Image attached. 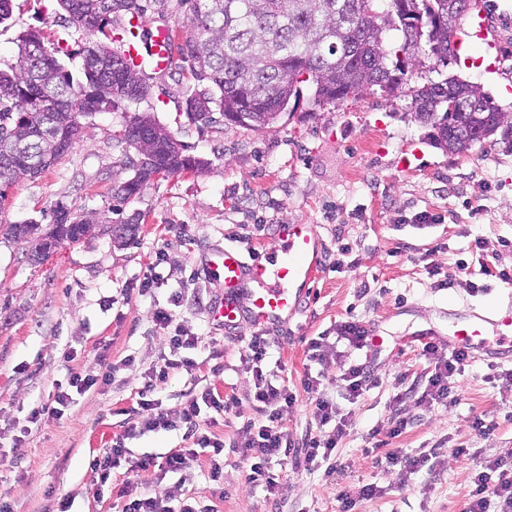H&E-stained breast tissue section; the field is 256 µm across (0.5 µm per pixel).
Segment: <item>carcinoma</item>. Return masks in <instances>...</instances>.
<instances>
[{
	"label": "carcinoma",
	"mask_w": 512,
	"mask_h": 512,
	"mask_svg": "<svg viewBox=\"0 0 512 512\" xmlns=\"http://www.w3.org/2000/svg\"><path fill=\"white\" fill-rule=\"evenodd\" d=\"M59 5L89 36L81 76L74 77L58 57L64 48L47 46L37 31L21 40L17 64L0 69V146L18 137L22 124L36 134L27 150L39 166L26 173L29 179L64 155L58 144L62 128L80 125L81 116L142 103L148 110L125 118L119 134L137 156L136 181L116 188L120 200L134 199L157 172L170 177L208 166L156 119L148 64L131 66L119 54V32L128 18L144 22L138 31L146 40L151 25L169 26L185 6L189 16L177 30L176 54L188 64L191 86L184 98L190 123L210 126L216 114L228 119L256 112L249 129L257 130L293 111L304 83L314 86L315 109L376 87L388 96L410 97L414 119L431 127V142L448 153L469 151L492 136L512 151V122L479 84L452 74L409 85L412 60L421 68L428 59L444 67L458 60L448 0H59ZM146 131L155 138L148 155L138 148ZM17 168L0 156V184L22 179ZM69 213L58 205L44 229L1 224L0 231L17 240L63 233L77 243L83 228L59 226ZM138 230L132 221L115 224L112 237L127 242Z\"/></svg>",
	"instance_id": "cac0c4a2"
}]
</instances>
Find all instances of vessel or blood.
Returning <instances> with one entry per match:
<instances>
[{
	"label": "vessel or blood",
	"mask_w": 512,
	"mask_h": 512,
	"mask_svg": "<svg viewBox=\"0 0 512 512\" xmlns=\"http://www.w3.org/2000/svg\"><path fill=\"white\" fill-rule=\"evenodd\" d=\"M505 32L512 33V0H489L470 16L462 39L485 42ZM146 53L152 55L157 73L167 72L172 56L168 29H160L146 50L134 40L122 44L127 63H139ZM274 234L276 245L270 252L248 258L228 246L209 261V275L224 284L214 318L225 328L245 323L258 329L288 324L320 276L324 258L316 225L282 223L276 225ZM439 334L448 347L512 361V305L468 308L465 315L449 319Z\"/></svg>",
	"instance_id": "b4317fda"
}]
</instances>
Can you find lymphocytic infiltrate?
I'll return each mask as SVG.
<instances>
[{
	"mask_svg": "<svg viewBox=\"0 0 512 512\" xmlns=\"http://www.w3.org/2000/svg\"><path fill=\"white\" fill-rule=\"evenodd\" d=\"M424 356L434 362V371L429 376L419 402L423 405L447 404L455 389V377L471 360L463 351L446 352L435 343L427 342L422 347ZM176 360H165L163 365L148 373L139 393L138 406L141 410L140 424L148 430L175 429L178 427L194 430L202 408L215 412L227 411L229 401L215 396L213 392L203 393L201 398L190 399L178 416H170L159 408L155 398L158 389L165 384L171 370L179 368ZM257 383L253 394L259 403L262 420L255 431L250 432L242 443L248 461L246 480L255 486H264L268 492H275L278 481L269 471L271 461L285 462L302 458L308 472H321L323 479L335 478L338 471L336 448L346 434L350 419L341 414L332 399L320 390L318 378L305 376L302 385L313 405V414L320 426L329 427L327 437L312 436L303 447H295L282 425L284 411L295 405L297 395L288 386H274L267 383L263 371L255 373ZM208 449L212 465L210 478L220 481L222 468L219 461L224 456V443L218 438L200 435L196 445L183 448L162 458L146 456L130 458L123 439L113 441L109 451L93 457L89 467L97 486H104L112 478V472L124 468L126 477L118 490L124 498L123 512H209L208 507H193L182 503L170 492H149L142 490L137 481L139 472L155 468L162 473H177L188 468L197 456L198 448ZM465 512H512V454L485 461L479 466L469 492Z\"/></svg>",
	"mask_w": 512,
	"mask_h": 512,
	"instance_id": "1",
	"label": "lymphocytic infiltrate"
}]
</instances>
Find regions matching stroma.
I'll return each instance as SVG.
<instances>
[{"instance_id":"stroma-1","label":"stroma","mask_w":512,"mask_h":512,"mask_svg":"<svg viewBox=\"0 0 512 512\" xmlns=\"http://www.w3.org/2000/svg\"><path fill=\"white\" fill-rule=\"evenodd\" d=\"M57 0H14L11 20L0 25V67L16 63L18 39L39 31L69 52L86 37L63 27ZM464 61L448 73L475 82L512 110V38L497 47L467 46ZM499 56L488 73L479 57ZM182 71L157 81L165 97L157 119L193 154L207 159L197 173L159 178L134 200L115 196L130 177L135 152L121 143L123 110L82 117V137L57 164L11 190L0 222L50 224L62 204L94 215L92 235L63 243L35 263L26 242L0 236V503L13 512H121L122 500L97 490L88 461L123 437L132 456H159L192 447L183 430L139 431L138 391L144 376L165 359H189L193 370L172 371L159 393L163 411L178 415L190 396L211 390L236 402L223 414L202 410L199 431L224 442L223 493L209 481L208 453L189 470L140 472L149 490H170L214 512H339L338 485L372 483L379 492L359 500L354 512H462L474 462L512 449V379L504 364L474 359L456 378L454 406L418 405L413 387L425 385L433 365L422 354L419 331L448 323V312L506 301L512 288L495 271H512V152L483 142L461 158L433 146L429 130L414 120L411 99L369 90L344 103L311 110L301 99L292 116L254 132L236 126H196L180 111ZM426 211L437 224L416 228ZM139 215L134 241L112 240V227ZM317 225L326 246L321 276L296 320L269 330L271 354L262 368L273 385L298 394L283 423L294 442L316 432L302 381L320 377V389L353 425L337 449L341 484L292 467H274L278 495L245 479L238 444L261 414L249 395L252 366L242 355L254 330L225 333L211 319L223 284L209 278L207 260L225 245L263 254L275 245L277 224ZM492 276H485L483 268ZM155 275L140 294L146 275ZM481 292H471V284ZM174 315L172 327L154 321L157 310ZM356 320L385 338L378 350H352L375 385L346 400L336 362L338 326ZM200 337L198 348L171 351L173 333ZM324 337L323 362L311 361L308 343ZM115 364L112 382L73 397L64 415L42 411L71 373L96 376ZM481 417L491 428L472 427ZM407 430L390 437L395 419ZM384 448L374 449V440ZM433 451L432 470L400 480L380 459L387 451ZM458 448L469 458L455 456Z\"/></svg>"}]
</instances>
